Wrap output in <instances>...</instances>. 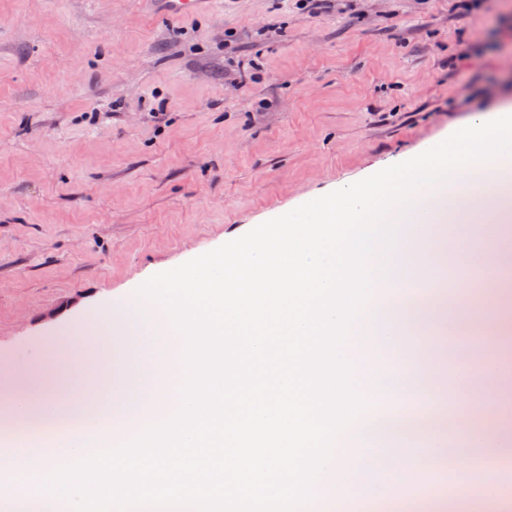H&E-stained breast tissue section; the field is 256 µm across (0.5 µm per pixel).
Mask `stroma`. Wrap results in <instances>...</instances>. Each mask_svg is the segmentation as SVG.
I'll return each mask as SVG.
<instances>
[{"mask_svg":"<svg viewBox=\"0 0 512 512\" xmlns=\"http://www.w3.org/2000/svg\"><path fill=\"white\" fill-rule=\"evenodd\" d=\"M504 103L512 0H0V366ZM154 4L155 11L165 19L186 17L198 13L210 0H146Z\"/></svg>","mask_w":512,"mask_h":512,"instance_id":"1","label":"stroma"}]
</instances>
